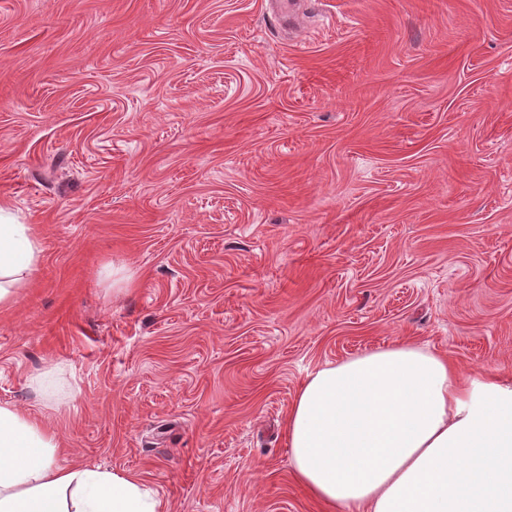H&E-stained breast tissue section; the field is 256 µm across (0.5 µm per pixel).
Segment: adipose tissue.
Masks as SVG:
<instances>
[{"instance_id":"ef3b65f1","label":"adipose tissue","mask_w":512,"mask_h":512,"mask_svg":"<svg viewBox=\"0 0 512 512\" xmlns=\"http://www.w3.org/2000/svg\"><path fill=\"white\" fill-rule=\"evenodd\" d=\"M36 230L0 208V307L28 288ZM301 485L335 512H512V378H468L395 343L308 376L285 422ZM56 436L0 405V512H161L138 479L55 465Z\"/></svg>"}]
</instances>
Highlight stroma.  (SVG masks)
<instances>
[{
    "mask_svg": "<svg viewBox=\"0 0 512 512\" xmlns=\"http://www.w3.org/2000/svg\"><path fill=\"white\" fill-rule=\"evenodd\" d=\"M0 0V405L165 512H331L284 435L399 341L512 376V0ZM53 372L57 394L32 380ZM0 207V307H9L28 288L41 253L37 231L29 224H15Z\"/></svg>",
    "mask_w": 512,
    "mask_h": 512,
    "instance_id": "obj_1",
    "label": "stroma"
}]
</instances>
